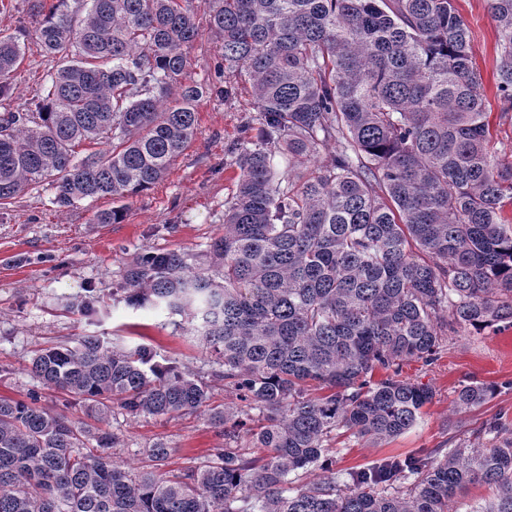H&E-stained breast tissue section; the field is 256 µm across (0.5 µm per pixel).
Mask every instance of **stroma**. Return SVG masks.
Listing matches in <instances>:
<instances>
[{
	"label": "stroma",
	"mask_w": 512,
	"mask_h": 512,
	"mask_svg": "<svg viewBox=\"0 0 512 512\" xmlns=\"http://www.w3.org/2000/svg\"><path fill=\"white\" fill-rule=\"evenodd\" d=\"M199 8V36L191 53L190 71L203 80L213 70L219 40ZM470 30L472 55L481 74L486 109L491 114L489 148L496 159L512 161V120L501 118L494 80L495 24L487 0H456ZM26 28L25 61L15 78L12 107H26L47 86L53 70L32 34L30 0H0V32ZM234 97L213 94L198 107V130L173 162L168 176L143 195L119 202L87 198L76 206L54 204L55 190L43 182L30 187L0 209V397L24 400L37 393L42 406L75 424H100L119 439L118 462L136 470L143 464L139 449L166 440L172 454L164 472L176 474L223 447L224 438L209 421L215 406L238 405L235 393L212 379L211 355L190 332L185 317L162 307L134 309L117 288L125 264L135 255L155 249L205 251L224 232V205L234 189L236 172L224 165V149L236 139L255 106L247 76L234 77ZM121 208L117 224H97L101 211ZM101 297L95 312L83 314L80 303L88 292ZM96 336L125 348L144 344L178 360L181 369L209 381L208 407L174 418L130 419L121 413L98 422L77 397L43 386L27 371L39 350ZM403 378L436 391L417 423L401 436L374 443L338 433L329 443L335 472L359 469L392 456L419 455L450 448L463 434L491 418L512 428V325L446 336L433 361L411 360L402 365ZM493 385L481 406L457 411L452 401L461 386Z\"/></svg>",
	"instance_id": "1"
}]
</instances>
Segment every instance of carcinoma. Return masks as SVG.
I'll return each instance as SVG.
<instances>
[{"mask_svg": "<svg viewBox=\"0 0 512 512\" xmlns=\"http://www.w3.org/2000/svg\"><path fill=\"white\" fill-rule=\"evenodd\" d=\"M489 10L506 116L512 0ZM31 11L55 72L34 107L0 113V205L46 180L60 207L143 193L195 137L199 103L236 94L228 73L248 75L258 118L224 149L237 169L224 233L201 255H137L123 291L130 307L187 318L214 377L249 410L212 408L224 447L169 476L164 440L131 472L108 453L115 434L72 424L35 393L0 398V512H451L475 483L496 494L471 512H512V430L497 419L472 432L477 446L387 458L342 480L327 456L338 430L380 442L416 424L436 391L400 378L401 362L434 360L459 327L512 323V162L488 155L490 113L455 0H207L221 39L213 82L189 70L193 0H35ZM25 36L0 34V101ZM82 145L101 149L81 157ZM30 374L101 421L115 407L172 418L210 399L176 360L96 336L43 349ZM311 383L328 394L308 396ZM493 392L465 385L454 409ZM311 466L323 479L293 486Z\"/></svg>", "mask_w": 512, "mask_h": 512, "instance_id": "obj_1", "label": "carcinoma"}]
</instances>
